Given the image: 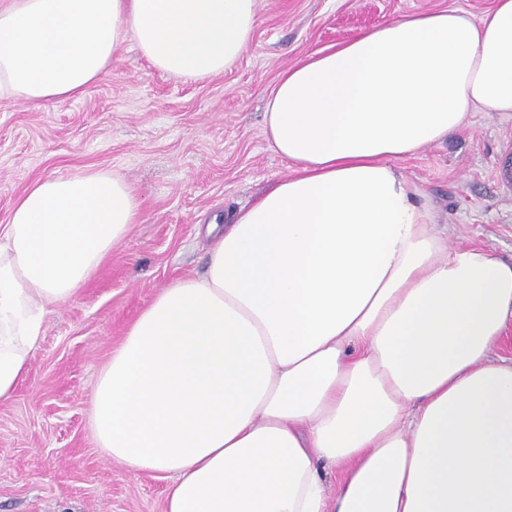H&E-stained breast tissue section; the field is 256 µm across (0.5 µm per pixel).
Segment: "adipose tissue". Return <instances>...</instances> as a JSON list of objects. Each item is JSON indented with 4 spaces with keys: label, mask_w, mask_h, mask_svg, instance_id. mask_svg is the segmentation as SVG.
I'll use <instances>...</instances> for the list:
<instances>
[{
    "label": "adipose tissue",
    "mask_w": 512,
    "mask_h": 512,
    "mask_svg": "<svg viewBox=\"0 0 512 512\" xmlns=\"http://www.w3.org/2000/svg\"><path fill=\"white\" fill-rule=\"evenodd\" d=\"M257 0H0V101L77 98L134 44L189 81L242 57ZM512 112V0L385 22L285 69L290 176L211 224L92 388L109 458L164 512H512V260L451 248L397 161ZM141 216L109 169L33 182L0 225V401L49 311Z\"/></svg>",
    "instance_id": "ef3b65f1"
}]
</instances>
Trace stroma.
Returning <instances> with one entry per match:
<instances>
[{
    "label": "stroma",
    "instance_id": "obj_1",
    "mask_svg": "<svg viewBox=\"0 0 512 512\" xmlns=\"http://www.w3.org/2000/svg\"><path fill=\"white\" fill-rule=\"evenodd\" d=\"M492 0H258L253 39L224 74L187 82L133 45L78 99L0 103V225L31 183L80 169L123 175L141 217L101 269L46 317L29 371L0 402V512H163L166 480L111 463L89 427L92 387L156 294L203 271L212 216L230 217L290 173L263 112L280 73L388 20ZM512 114L473 113L448 139L398 161L452 247L512 259Z\"/></svg>",
    "mask_w": 512,
    "mask_h": 512
}]
</instances>
